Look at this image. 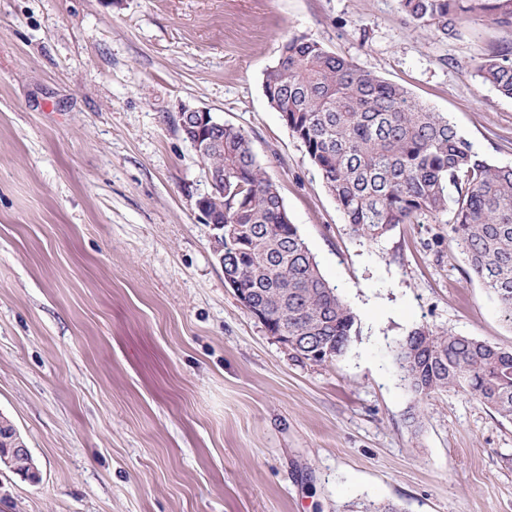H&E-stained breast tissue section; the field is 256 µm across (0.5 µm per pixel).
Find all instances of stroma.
<instances>
[{"mask_svg":"<svg viewBox=\"0 0 512 512\" xmlns=\"http://www.w3.org/2000/svg\"><path fill=\"white\" fill-rule=\"evenodd\" d=\"M301 34L512 166V99L476 75L510 28L440 38L398 0H0V415L42 476L0 473V512H512V420L442 393L411 421L393 362L422 325L512 348V323L447 225L351 234L263 90ZM185 107L248 134L358 316L339 359L295 358L225 282Z\"/></svg>","mask_w":512,"mask_h":512,"instance_id":"obj_1","label":"stroma"}]
</instances>
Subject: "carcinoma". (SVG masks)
<instances>
[{
  "label": "carcinoma",
  "instance_id": "cac0c4a2",
  "mask_svg": "<svg viewBox=\"0 0 512 512\" xmlns=\"http://www.w3.org/2000/svg\"><path fill=\"white\" fill-rule=\"evenodd\" d=\"M414 27L440 37L476 19L512 28V0H399ZM477 77L512 98V56L481 62ZM273 107L301 141L350 232L365 240L400 224L441 222L472 274L512 323V166L479 156L448 118L403 87L294 35L263 81ZM201 155L224 183L205 199L224 225V270L248 304L298 338L296 357L343 356L358 318L322 274L276 183L244 130L226 124ZM394 363L414 410L435 394L468 396L512 419V348L420 326L397 342Z\"/></svg>",
  "mask_w": 512,
  "mask_h": 512
}]
</instances>
